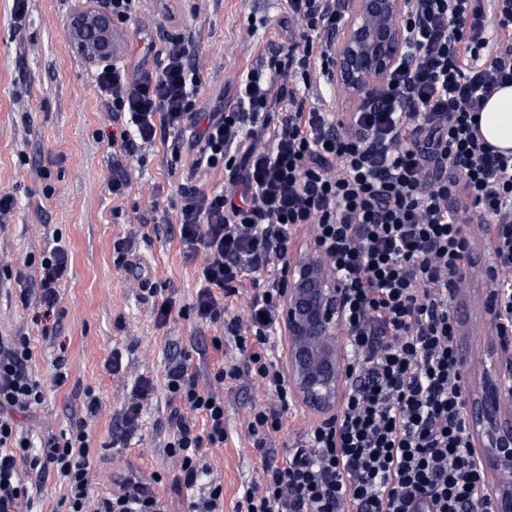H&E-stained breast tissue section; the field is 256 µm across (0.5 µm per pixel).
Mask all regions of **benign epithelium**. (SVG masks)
Masks as SVG:
<instances>
[{
    "instance_id": "benign-epithelium-1",
    "label": "benign epithelium",
    "mask_w": 512,
    "mask_h": 512,
    "mask_svg": "<svg viewBox=\"0 0 512 512\" xmlns=\"http://www.w3.org/2000/svg\"><path fill=\"white\" fill-rule=\"evenodd\" d=\"M99 0H74L64 20L71 51L90 66L119 58L121 36ZM408 0H346V20L336 35L331 76L357 107L403 58L402 18ZM339 282L311 248L290 266L281 319L288 334V383L296 401L332 411L341 395ZM468 433L477 443L485 475L512 472V352L501 344L489 348L478 378L464 397ZM494 512H512V484L495 489Z\"/></svg>"
}]
</instances>
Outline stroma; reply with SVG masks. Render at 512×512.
Returning a JSON list of instances; mask_svg holds the SVG:
<instances>
[{
	"mask_svg": "<svg viewBox=\"0 0 512 512\" xmlns=\"http://www.w3.org/2000/svg\"><path fill=\"white\" fill-rule=\"evenodd\" d=\"M72 0H27L23 21L13 0H0V196H11L10 213L0 215V337L25 336L34 352L32 368L44 381L45 402L27 426L34 435L68 429L81 412L82 393L94 388L105 407L90 427L96 495H108L120 474L151 482L167 512H188L191 500L208 492L176 491L165 444L169 409L162 392L168 355L185 351L199 379L223 356L210 339L218 327L171 316L156 326L151 301L114 263L113 245L130 241L149 278L189 301L198 286L195 264L187 261L168 222L175 219L178 187L192 159L172 162L163 141L138 147L125 161L128 187L113 197L112 113L101 98L94 69L69 48L63 30ZM285 0H145L136 17L120 26L124 60L161 62L168 35L188 40L191 62L203 83L202 111L232 106L243 72L258 68L270 43L279 41ZM267 27L251 28V17ZM158 217L149 225L148 217ZM69 251V268L58 285L60 301L44 314L36 301L22 302L20 290L41 275L40 259L53 239ZM487 291L480 280L466 282L452 306L462 320L461 350L466 373L474 375L496 337L485 313ZM122 355V370L106 363ZM65 356L69 378L52 383V362ZM158 392L144 408L137 430L119 425L125 390L140 378ZM260 387L224 394L229 437L204 459L212 478L224 485V512H234L243 489L255 477L259 456L242 427L250 405L262 403ZM159 483H152V475Z\"/></svg>",
	"mask_w": 512,
	"mask_h": 512,
	"instance_id": "35a3bbf8",
	"label": "stroma"
}]
</instances>
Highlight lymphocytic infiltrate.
Here are the masks:
<instances>
[{"instance_id":"lymphocytic-infiltrate-1","label":"lymphocytic infiltrate","mask_w":512,"mask_h":512,"mask_svg":"<svg viewBox=\"0 0 512 512\" xmlns=\"http://www.w3.org/2000/svg\"><path fill=\"white\" fill-rule=\"evenodd\" d=\"M343 22V0H288L284 42L241 75L235 107L222 112L198 108L202 80L180 35L168 37L159 68L95 72L113 121L126 123L112 153L113 196L127 188L124 157L173 133L188 135L173 155L188 151L193 169L228 176L212 193L181 183L177 233L200 286L186 305L169 295L152 307L160 326L175 313L222 325L212 348L241 357L204 383L189 355L169 358L173 483L189 490L207 475L203 455L227 439L224 392L248 383L265 396L243 422L260 466L237 512H493L465 426L451 299L475 235H487L491 326L512 343V149L489 144L479 124L489 96L512 85V0H410L404 60L368 106L347 113L313 91ZM303 230L342 285L347 366L336 412L308 416L278 458L267 443L294 407L280 303ZM68 260L64 244L49 247L37 288L21 300L53 312ZM246 282V310L229 309ZM32 358L27 337L0 341V512H33L32 484L49 479L65 512H165L142 482L94 495L89 426L103 407L94 389L66 431L35 441L22 430L18 414L45 399Z\"/></svg>"}]
</instances>
